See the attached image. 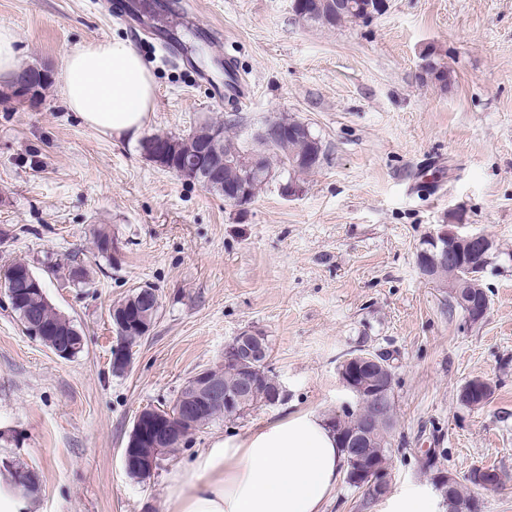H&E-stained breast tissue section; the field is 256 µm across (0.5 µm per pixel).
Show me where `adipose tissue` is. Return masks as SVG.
Masks as SVG:
<instances>
[{"label":"adipose tissue","mask_w":512,"mask_h":512,"mask_svg":"<svg viewBox=\"0 0 512 512\" xmlns=\"http://www.w3.org/2000/svg\"><path fill=\"white\" fill-rule=\"evenodd\" d=\"M60 85L71 111L120 139L137 137L153 110V76L125 41L74 50ZM344 465L324 419L292 413L200 449L190 466L173 474L167 512H325Z\"/></svg>","instance_id":"1"}]
</instances>
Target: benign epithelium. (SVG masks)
Returning a JSON list of instances; mask_svg holds the SVG:
<instances>
[{
	"label": "benign epithelium",
	"instance_id": "7a95c632",
	"mask_svg": "<svg viewBox=\"0 0 512 512\" xmlns=\"http://www.w3.org/2000/svg\"><path fill=\"white\" fill-rule=\"evenodd\" d=\"M40 69L22 66L15 79V88L23 93L32 88ZM284 134V129L276 119L268 120L255 134V137L266 146L275 144ZM206 144L208 157L212 164H224V141L220 132H207ZM255 163L253 158L241 160L243 169L241 185L224 195L225 202L237 204L251 197L249 180L250 167ZM494 246L492 240L483 233H461L448 219V224L431 232L420 243L416 253V264L422 275L428 277L434 270H439L463 257L478 260L476 270L484 273L492 264ZM40 287V281L30 270L11 271L0 278V288L7 295L10 304L21 302L26 295L25 287ZM449 292L456 295L461 306L466 309L469 322H482L489 311V299L473 298L464 295L462 286L448 282ZM224 360L238 363L242 368L239 384L232 387L221 378L213 376L208 369L198 371L189 379L170 409L143 408L135 415L132 429L123 448L122 459L127 473L141 479L151 476L158 465L157 451L160 448L181 441L183 428L190 427L200 430L208 425L206 414L212 407H221L227 411H235L238 407L251 404L255 409L262 406H273L278 403L279 396L285 393L279 380H274L276 389L270 399L257 401L253 399L255 379L258 374L268 370L267 336L257 330H246L233 337L224 346ZM338 376L342 385L356 399L357 407L366 405V398L373 400L371 414L366 424L357 432L343 439L346 453L352 456L354 466L349 469L346 482L361 489L372 499H382L391 492L392 473L386 465L376 466L364 459L362 448L374 430H389L394 419L387 411L390 402L395 376L389 360L361 349L344 358L338 368ZM480 379L468 382L463 396L468 406L483 405L481 394L484 387L479 385ZM448 512H479L480 504L476 499L460 502L453 496L445 498Z\"/></svg>",
	"mask_w": 512,
	"mask_h": 512
}]
</instances>
